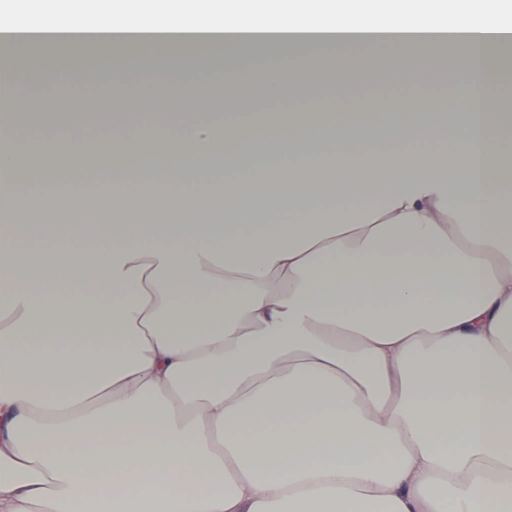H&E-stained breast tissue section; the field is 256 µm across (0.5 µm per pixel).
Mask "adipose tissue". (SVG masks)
<instances>
[{
	"mask_svg": "<svg viewBox=\"0 0 512 512\" xmlns=\"http://www.w3.org/2000/svg\"><path fill=\"white\" fill-rule=\"evenodd\" d=\"M453 3L449 27L440 0H339L273 23L252 0L0 19L12 48L37 28L109 49L120 18L167 50L189 34L293 49L300 72L443 34L471 105L441 129L414 100L385 152L359 120L288 137L289 164L259 156L193 201L155 179L117 195L122 169L94 138L29 192L0 188V512H71L97 485L109 496L89 512H482L489 488H512V126L486 109L512 25L501 0ZM378 68L355 60L337 98L360 104ZM226 82L244 118L225 142L259 143L247 70ZM438 137L451 149H422ZM92 165L96 206L32 223ZM219 202L220 223L186 217ZM150 203L163 222L144 219ZM27 237L55 245L21 250Z\"/></svg>",
	"mask_w": 512,
	"mask_h": 512,
	"instance_id": "ef3b65f1",
	"label": "adipose tissue"
}]
</instances>
